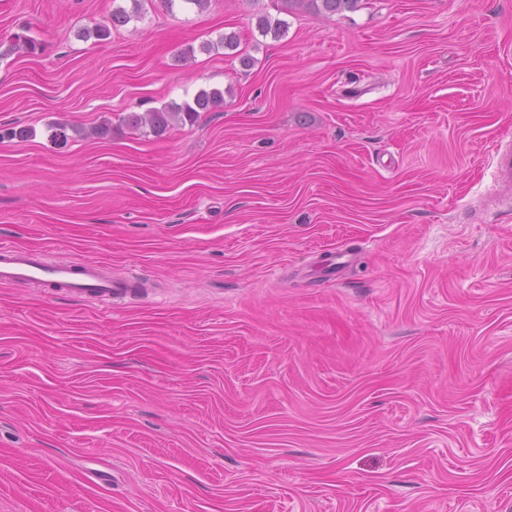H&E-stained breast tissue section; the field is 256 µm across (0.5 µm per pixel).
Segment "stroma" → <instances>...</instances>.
Masks as SVG:
<instances>
[{"label": "stroma", "mask_w": 512, "mask_h": 512, "mask_svg": "<svg viewBox=\"0 0 512 512\" xmlns=\"http://www.w3.org/2000/svg\"><path fill=\"white\" fill-rule=\"evenodd\" d=\"M117 5L0 0V242L144 285L0 286V512H512V0ZM288 5V12L292 9L313 7L318 12L336 15L343 12H352L359 7L361 0H283ZM223 102L224 92L217 89H200L194 95L192 101H185L174 109L164 108L143 114L130 112L122 118V121L132 130H141L148 127L152 133L162 135L169 128L172 120L180 114L193 123L200 112H208ZM495 171L500 183L507 188L509 200H512V149L502 150L497 147L495 150Z\"/></svg>", "instance_id": "1"}]
</instances>
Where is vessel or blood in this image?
Segmentation results:
<instances>
[{"instance_id":"vessel-or-blood-1","label":"vessel or blood","mask_w":512,"mask_h":512,"mask_svg":"<svg viewBox=\"0 0 512 512\" xmlns=\"http://www.w3.org/2000/svg\"><path fill=\"white\" fill-rule=\"evenodd\" d=\"M42 284L66 289L92 302L108 303L118 292L134 293L137 283L105 274L98 262L52 258L40 249L0 246V286Z\"/></svg>"}]
</instances>
